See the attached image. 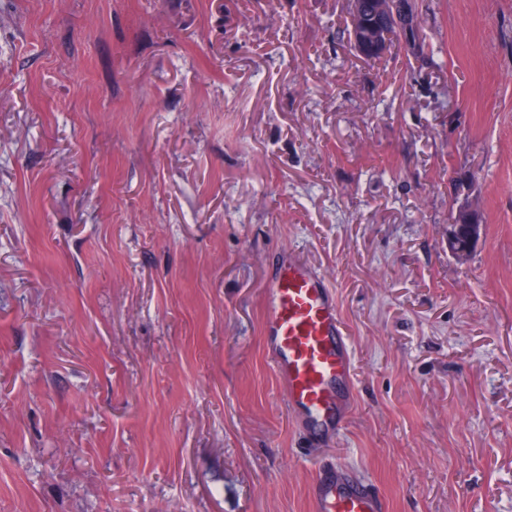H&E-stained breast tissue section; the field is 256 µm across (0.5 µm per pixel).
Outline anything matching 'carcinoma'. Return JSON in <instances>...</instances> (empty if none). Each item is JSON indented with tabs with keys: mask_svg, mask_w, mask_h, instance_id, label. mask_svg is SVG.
Returning a JSON list of instances; mask_svg holds the SVG:
<instances>
[{
	"mask_svg": "<svg viewBox=\"0 0 512 512\" xmlns=\"http://www.w3.org/2000/svg\"><path fill=\"white\" fill-rule=\"evenodd\" d=\"M356 10L359 22L362 23V30L371 32L372 36L384 44L381 50L366 54V59L381 58L396 41L403 40L413 45L423 44L422 23L414 8H409L408 17L401 21L380 12L378 0H356Z\"/></svg>",
	"mask_w": 512,
	"mask_h": 512,
	"instance_id": "1",
	"label": "carcinoma"
}]
</instances>
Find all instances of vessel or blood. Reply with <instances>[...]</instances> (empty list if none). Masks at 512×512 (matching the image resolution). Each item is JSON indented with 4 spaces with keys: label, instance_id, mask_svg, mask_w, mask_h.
<instances>
[{
    "label": "vessel or blood",
    "instance_id": "vessel-or-blood-1",
    "mask_svg": "<svg viewBox=\"0 0 512 512\" xmlns=\"http://www.w3.org/2000/svg\"><path fill=\"white\" fill-rule=\"evenodd\" d=\"M263 331L288 404L317 428L342 423L351 383V350L334 292L324 275L298 252L285 250L264 290ZM364 484L327 473L313 512H380Z\"/></svg>",
    "mask_w": 512,
    "mask_h": 512
}]
</instances>
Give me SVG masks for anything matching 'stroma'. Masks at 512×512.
<instances>
[{
    "label": "stroma",
    "mask_w": 512,
    "mask_h": 512,
    "mask_svg": "<svg viewBox=\"0 0 512 512\" xmlns=\"http://www.w3.org/2000/svg\"><path fill=\"white\" fill-rule=\"evenodd\" d=\"M349 2L0 0V512H313L335 466L512 512V0H412L378 60ZM290 247L349 331L337 435L262 334ZM482 229L476 213L463 209L457 212L448 230V252L458 261H465L475 246Z\"/></svg>",
    "instance_id": "35a3bbf8"
}]
</instances>
